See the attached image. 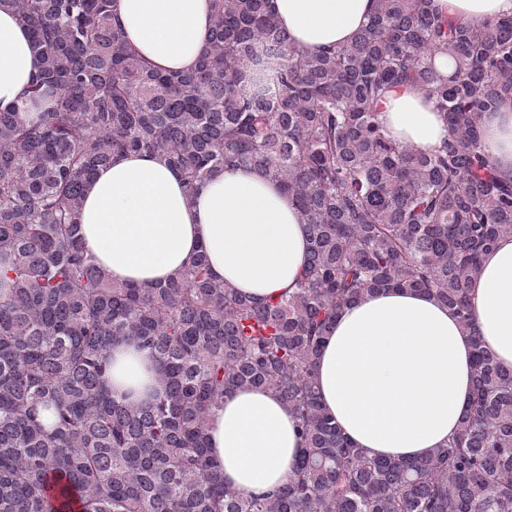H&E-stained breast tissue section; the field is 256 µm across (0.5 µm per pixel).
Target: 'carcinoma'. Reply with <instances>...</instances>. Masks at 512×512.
<instances>
[{"label": "carcinoma", "mask_w": 512, "mask_h": 512, "mask_svg": "<svg viewBox=\"0 0 512 512\" xmlns=\"http://www.w3.org/2000/svg\"><path fill=\"white\" fill-rule=\"evenodd\" d=\"M115 2L10 0L41 68L0 108V512H512V371L469 289L512 236V182L482 130L512 100V16L463 23L431 0H376L351 42L309 53L269 0H212L206 47L180 73L125 42ZM405 84L448 125L436 153L376 120ZM127 152L165 156L190 195L238 167L278 182L309 239L296 288L250 299L203 252L165 283L112 280L78 217L90 177ZM386 289L433 296L471 334L472 399L421 459L354 447L315 381L337 315ZM122 346L151 357L143 401L107 385ZM244 387L277 394L303 441L288 483L249 495L207 441L214 407Z\"/></svg>", "instance_id": "cac0c4a2"}]
</instances>
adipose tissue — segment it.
<instances>
[{
	"label": "adipose tissue",
	"mask_w": 512,
	"mask_h": 512,
	"mask_svg": "<svg viewBox=\"0 0 512 512\" xmlns=\"http://www.w3.org/2000/svg\"><path fill=\"white\" fill-rule=\"evenodd\" d=\"M375 0H270L295 46L320 52L348 42ZM436 12L468 21L512 16V0H432ZM112 21L153 67H195L212 25L211 0H116ZM40 69L33 39L0 0V107L21 96ZM387 136L433 153L448 129L433 102L411 86L388 90L378 109ZM486 151L512 181V102L482 118ZM85 249L114 279L149 286L178 276L205 252L216 280L266 298L293 288L308 251L306 225L277 182L251 169L207 180L187 198L164 157L114 155L90 180L82 202ZM476 321L490 351L512 369V236L482 260L471 284ZM471 337L432 296L383 290L344 308L317 359L324 406L368 456L417 459L455 435L471 396ZM113 389L152 381L147 352L114 350ZM225 479L239 491L287 483L301 440L270 390L225 397L207 430Z\"/></svg>",
	"instance_id": "ef3b65f1"
}]
</instances>
